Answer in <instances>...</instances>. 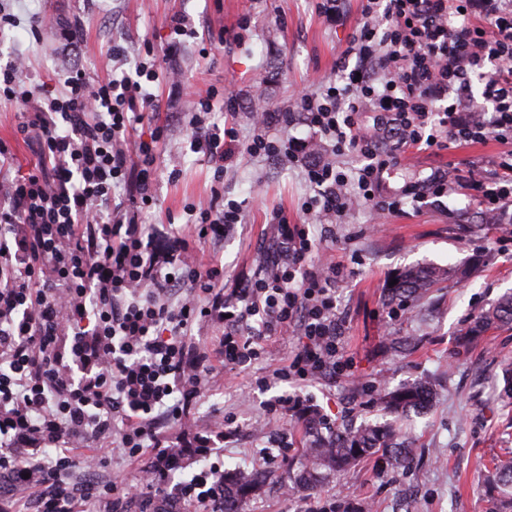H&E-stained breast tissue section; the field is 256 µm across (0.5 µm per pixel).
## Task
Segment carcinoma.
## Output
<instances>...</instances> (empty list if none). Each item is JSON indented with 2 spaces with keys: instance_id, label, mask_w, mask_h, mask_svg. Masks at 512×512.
Returning <instances> with one entry per match:
<instances>
[{
  "instance_id": "obj_1",
  "label": "carcinoma",
  "mask_w": 512,
  "mask_h": 512,
  "mask_svg": "<svg viewBox=\"0 0 512 512\" xmlns=\"http://www.w3.org/2000/svg\"><path fill=\"white\" fill-rule=\"evenodd\" d=\"M443 273L435 268H416L404 272L391 288L390 300H415L428 294ZM495 323L512 324V294L503 296L495 307L483 313L474 323L468 338H477L480 329ZM435 395L430 383H410L395 390H383L378 400L383 408L402 416L425 407ZM305 432L313 437L304 458L292 466L288 478L303 492L313 493L327 481L356 468L366 457L378 455L393 467L406 468L412 463L410 444L402 437L398 422L383 426L363 422L345 432L325 437L318 432L315 417L303 419ZM270 474L264 470H233L224 473V512H242L248 500L259 492ZM492 492L491 512H512V457L498 460L489 470Z\"/></svg>"
}]
</instances>
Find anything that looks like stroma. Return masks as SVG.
I'll use <instances>...</instances> for the list:
<instances>
[{"label":"stroma","instance_id":"obj_1","mask_svg":"<svg viewBox=\"0 0 512 512\" xmlns=\"http://www.w3.org/2000/svg\"><path fill=\"white\" fill-rule=\"evenodd\" d=\"M360 8V0H341L338 15L328 18L318 14L317 0H15L20 24L0 36V64L23 56L27 76L47 90L59 86L71 59L100 80L112 73V45L126 49L125 65L133 67L144 44L166 47L170 17L186 14L193 33L182 37L179 51L167 59L169 80L152 87L156 100L148 118L168 125L170 140L157 204L142 217L146 224L171 217L180 225L187 219L185 207L208 205L214 185L213 166L191 149L190 130L179 118L194 111L196 93L211 87L232 92L234 114L218 106L214 120L232 121L245 138L252 130L254 87L266 82L271 133L308 138L306 127L283 119L291 95L299 86L335 78ZM36 11L49 23L34 33L28 19ZM77 19L83 29L73 51L64 34ZM499 150L491 141L406 153L386 175L380 193L392 194L450 165L483 177ZM174 170L179 177L173 181ZM223 191L243 202L245 221L202 250L206 260L223 265L224 285L232 288L239 278L264 272V248L274 234L272 211L298 218L309 189L299 169L244 155L225 172ZM471 195L462 189L440 203L407 201L395 213L356 207L338 218L333 233L312 228L323 251L344 256L347 264L336 300L352 368L350 375L305 387L307 407L336 430L364 421L382 424L387 417L376 400L381 388L432 382L433 405L404 424L414 438L409 468L373 456L315 494L289 490L288 465L309 444L301 429L303 415L267 420L263 402L281 395L285 386L261 391L256 385L299 349L298 338L287 333L271 339L250 366L218 371L213 388L190 411L176 479L190 478L202 464L196 435L209 434L211 424L226 419L225 469H265L273 475L246 512H318L327 502L338 512L360 505L368 512H491L483 473L504 449H512V392H505L503 381L504 364H512V326L488 329L474 342L464 339L463 330L512 292V223H498ZM426 267L450 275L424 298L388 301L392 279ZM282 438L288 441L283 456L265 459L264 448Z\"/></svg>","mask_w":512,"mask_h":512}]
</instances>
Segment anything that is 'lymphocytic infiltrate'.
<instances>
[{"mask_svg": "<svg viewBox=\"0 0 512 512\" xmlns=\"http://www.w3.org/2000/svg\"><path fill=\"white\" fill-rule=\"evenodd\" d=\"M172 32L163 54L145 49L121 76L94 80L71 67L54 95L30 82L24 60L0 66V101L16 105V132L36 155L14 170L0 139V481L33 490L28 512H121L131 501L149 512L156 492L224 512L223 424L201 437L199 472L172 479L180 459L172 434L217 366L258 359L264 338L299 336L301 347L271 374L289 386L263 406L276 419L300 406L308 383L350 372L336 306L345 266L319 258L311 225L359 205L396 212L403 199L423 203L467 186L480 208L512 222V0H361L337 78L293 100L291 118L312 141L273 135L264 112L246 140L233 125L211 124L215 99L234 103L215 90L188 118L215 179L240 155L277 158L300 168L312 192L297 222L273 214L268 269L225 289L223 266L202 262L200 246L243 223L242 203L218 192L181 226L142 221L156 203L168 129L134 131L186 20L173 18ZM365 112L375 133L359 126ZM491 138L503 149L489 176L470 180L447 167L378 196L407 150ZM344 156L355 166H343ZM204 324L222 327L217 347L190 349ZM101 448L149 464L137 481H106Z\"/></svg>", "mask_w": 512, "mask_h": 512, "instance_id": "lymphocytic-infiltrate-1", "label": "lymphocytic infiltrate"}]
</instances>
